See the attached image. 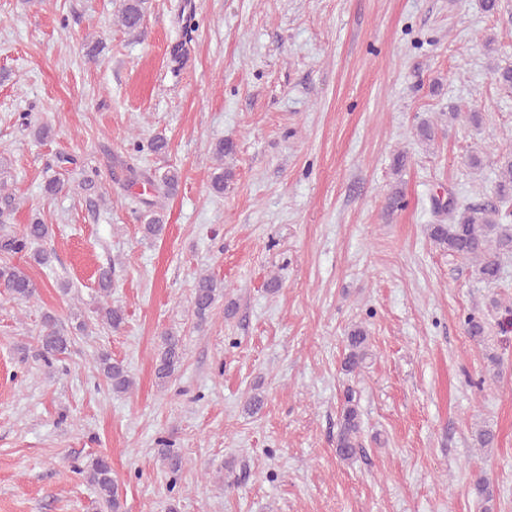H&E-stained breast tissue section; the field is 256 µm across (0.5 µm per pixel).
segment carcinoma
Here are the masks:
<instances>
[{
    "label": "carcinoma",
    "mask_w": 512,
    "mask_h": 512,
    "mask_svg": "<svg viewBox=\"0 0 512 512\" xmlns=\"http://www.w3.org/2000/svg\"><path fill=\"white\" fill-rule=\"evenodd\" d=\"M143 19V0H123L119 13V21L130 31L138 29ZM154 190H164L169 194L176 190L180 175L177 169L167 170L161 174H140ZM498 202H489L480 206H469L448 224L430 225L431 239L446 247L449 252L464 259L476 262L481 279L487 282L495 281L500 273V256L512 254V225L501 223L500 205L512 200V152L504 157L499 167L497 180ZM49 227L34 220L26 225L20 234L0 233V255H15L23 253L29 246L47 238ZM102 304L97 308L99 320L111 329L119 330L125 322L121 307L112 305L110 300L112 288L111 270L100 269L98 274ZM0 288L11 298L28 302L38 293L36 283L30 276L17 266L0 265ZM224 295V287L212 276L201 274L195 278L191 292V310L198 324H203L211 315L220 296ZM464 327L467 334L477 340L484 338L486 333L485 321L476 315L465 318ZM40 355L44 363L51 367L62 361L68 353L74 340L62 334L57 323L50 315L44 316L41 329L36 335ZM369 343L367 331L357 327L346 336V351L342 361V370L352 374L362 367L368 357ZM183 351L179 339L171 332L163 335V347L158 354L156 377L164 384L175 371L181 367ZM99 370L112 385L116 393H125L133 385L127 368L120 362L112 360V355L101 351L95 358ZM361 418L357 403L352 394L345 396L341 410L339 429L336 435V455L350 463L357 458L362 448ZM158 455L164 462L170 475L169 488L176 487L181 479L183 469L182 456L170 448V444L160 441ZM72 472L86 479L96 493V503L103 512H120L115 483L112 478V467L105 457H96L84 465L71 466ZM472 491L484 502L493 500V488L489 479L483 475L475 477Z\"/></svg>",
    "instance_id": "carcinoma-1"
}]
</instances>
